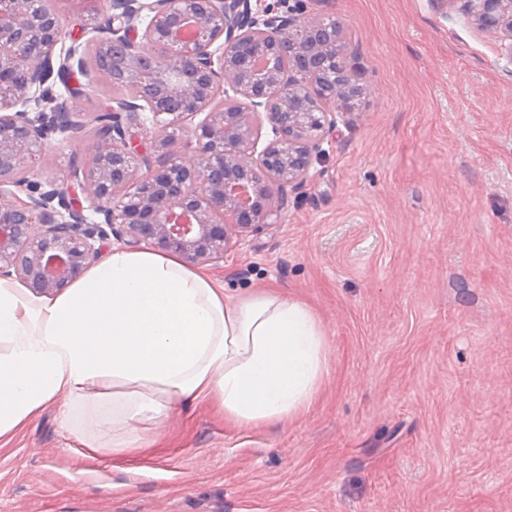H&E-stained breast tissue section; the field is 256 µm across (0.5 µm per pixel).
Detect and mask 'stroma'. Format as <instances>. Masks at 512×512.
<instances>
[{
    "instance_id": "obj_1",
    "label": "stroma",
    "mask_w": 512,
    "mask_h": 512,
    "mask_svg": "<svg viewBox=\"0 0 512 512\" xmlns=\"http://www.w3.org/2000/svg\"><path fill=\"white\" fill-rule=\"evenodd\" d=\"M304 6L341 21L369 93L281 223L204 270L312 309L314 402L258 426L185 407L124 453L48 402L0 439V512H512V66L460 0ZM95 132L54 136L44 173Z\"/></svg>"
}]
</instances>
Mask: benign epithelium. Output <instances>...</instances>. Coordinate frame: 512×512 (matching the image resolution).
Returning a JSON list of instances; mask_svg holds the SVG:
<instances>
[{"instance_id": "benign-epithelium-1", "label": "benign epithelium", "mask_w": 512, "mask_h": 512, "mask_svg": "<svg viewBox=\"0 0 512 512\" xmlns=\"http://www.w3.org/2000/svg\"><path fill=\"white\" fill-rule=\"evenodd\" d=\"M79 2L76 26L101 52L124 49L138 92L112 98V124L87 161L62 179L43 175L37 161L52 135L85 126L81 112L44 106L54 75L84 66L83 44L57 51L66 32L54 0H0V276L50 296L113 237L205 265L237 236L279 223L287 189L307 182L354 108L341 23L303 0ZM463 14L508 38L512 66V0H463ZM184 23L197 35L177 41Z\"/></svg>"}]
</instances>
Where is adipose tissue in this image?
Masks as SVG:
<instances>
[{"label":"adipose tissue","mask_w":512,"mask_h":512,"mask_svg":"<svg viewBox=\"0 0 512 512\" xmlns=\"http://www.w3.org/2000/svg\"><path fill=\"white\" fill-rule=\"evenodd\" d=\"M324 334L303 302L265 288L232 298L176 255L112 247L69 288L38 295L0 278V438L63 399L60 423L118 450L176 408L211 406L243 426L307 409Z\"/></svg>","instance_id":"1"}]
</instances>
